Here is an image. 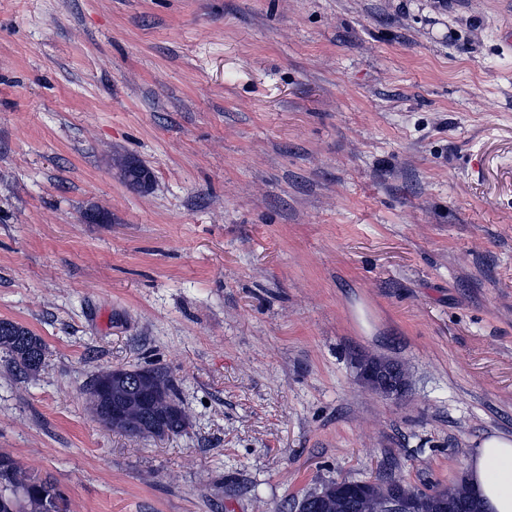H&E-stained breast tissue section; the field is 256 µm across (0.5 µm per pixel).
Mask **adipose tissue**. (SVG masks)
Instances as JSON below:
<instances>
[{
    "label": "adipose tissue",
    "mask_w": 512,
    "mask_h": 512,
    "mask_svg": "<svg viewBox=\"0 0 512 512\" xmlns=\"http://www.w3.org/2000/svg\"><path fill=\"white\" fill-rule=\"evenodd\" d=\"M465 479L483 512H512V436L494 433L478 440Z\"/></svg>",
    "instance_id": "ef3b65f1"
}]
</instances>
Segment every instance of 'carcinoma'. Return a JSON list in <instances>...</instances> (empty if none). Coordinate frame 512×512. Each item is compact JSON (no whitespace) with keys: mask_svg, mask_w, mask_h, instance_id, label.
Instances as JSON below:
<instances>
[{"mask_svg":"<svg viewBox=\"0 0 512 512\" xmlns=\"http://www.w3.org/2000/svg\"><path fill=\"white\" fill-rule=\"evenodd\" d=\"M46 345L31 330L7 319H0V351L5 353L20 372L36 373L44 363ZM163 391L145 421L143 435H163V428L173 426L184 429L187 415L182 408L173 381L163 371ZM137 369H109L96 375L88 394L99 420L104 421L111 409L109 403L135 404L139 387L136 386ZM60 495L54 481L38 478L22 469L11 457L0 454V512H61Z\"/></svg>","mask_w":512,"mask_h":512,"instance_id":"1","label":"carcinoma"}]
</instances>
